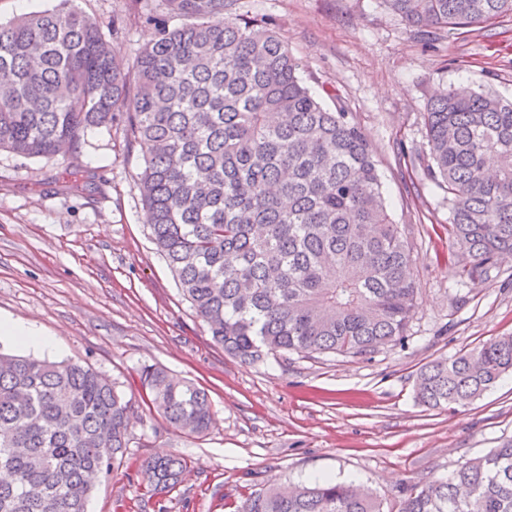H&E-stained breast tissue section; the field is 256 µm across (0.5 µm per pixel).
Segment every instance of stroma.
<instances>
[{
  "instance_id": "35a3bbf8",
  "label": "stroma",
  "mask_w": 512,
  "mask_h": 512,
  "mask_svg": "<svg viewBox=\"0 0 512 512\" xmlns=\"http://www.w3.org/2000/svg\"><path fill=\"white\" fill-rule=\"evenodd\" d=\"M75 4L103 24L124 19L113 46L126 69L157 35L143 12L164 9L161 0ZM239 12L274 24L309 88L330 89L325 105L343 103L373 151L418 288L405 346L254 364L225 355L156 252L142 155L127 152L116 125L87 130L71 157L0 151V319L35 323L53 341L48 359L90 365L135 405L126 457L97 481L87 512H237L256 490L317 476L361 483L383 512H397L406 486L512 437V374L454 411L414 398L425 364L512 335V261L487 281L459 276L448 196L418 161L435 89L471 83L512 98V16L436 31L428 49L384 0H239ZM151 364L208 390V434L183 435L148 409L138 372ZM170 453L188 462L181 482L147 492L144 461Z\"/></svg>"
}]
</instances>
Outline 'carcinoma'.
I'll use <instances>...</instances> for the list:
<instances>
[{
    "label": "carcinoma",
    "instance_id": "1",
    "mask_svg": "<svg viewBox=\"0 0 512 512\" xmlns=\"http://www.w3.org/2000/svg\"><path fill=\"white\" fill-rule=\"evenodd\" d=\"M58 0L0 24V150L73 153L91 127H124L157 252L212 342L242 362L281 353L372 357L408 340L417 288L372 151L344 106L331 110L269 24L238 0H163L153 43L120 69L97 20ZM420 31L512 15V0H384ZM426 168L448 193L462 275L487 280L512 255V101L468 86L427 100ZM512 372V336L420 369L416 399L465 407ZM140 383L168 425L205 435L208 393L163 367ZM135 406L72 361L0 351V512H86L95 479L121 463ZM171 454L143 480L169 492ZM240 512H382L368 489L316 479L271 485ZM399 512H512V438L414 487Z\"/></svg>",
    "mask_w": 512,
    "mask_h": 512
}]
</instances>
